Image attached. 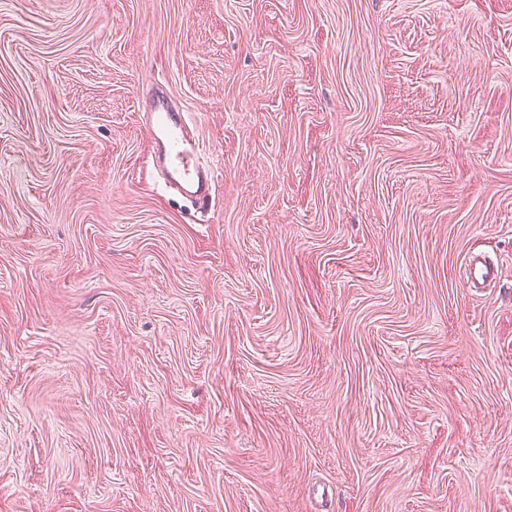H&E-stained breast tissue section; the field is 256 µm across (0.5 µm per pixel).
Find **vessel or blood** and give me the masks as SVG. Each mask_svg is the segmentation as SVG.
<instances>
[{"mask_svg":"<svg viewBox=\"0 0 512 512\" xmlns=\"http://www.w3.org/2000/svg\"><path fill=\"white\" fill-rule=\"evenodd\" d=\"M154 165L164 173L166 184L190 195L200 206L212 203L215 171L201 162L203 147L186 134L184 113L174 111L168 101L155 99L149 116Z\"/></svg>","mask_w":512,"mask_h":512,"instance_id":"1","label":"vessel or blood"}]
</instances>
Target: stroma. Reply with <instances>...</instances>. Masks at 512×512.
Instances as JSON below:
<instances>
[{"instance_id":"stroma-1","label":"stroma","mask_w":512,"mask_h":512,"mask_svg":"<svg viewBox=\"0 0 512 512\" xmlns=\"http://www.w3.org/2000/svg\"><path fill=\"white\" fill-rule=\"evenodd\" d=\"M0 512H512V0H0ZM189 114L174 111L164 98L154 100L149 116L154 165L164 173L166 184L176 186L202 207L211 206L215 170L201 163L203 146L186 135Z\"/></svg>"}]
</instances>
